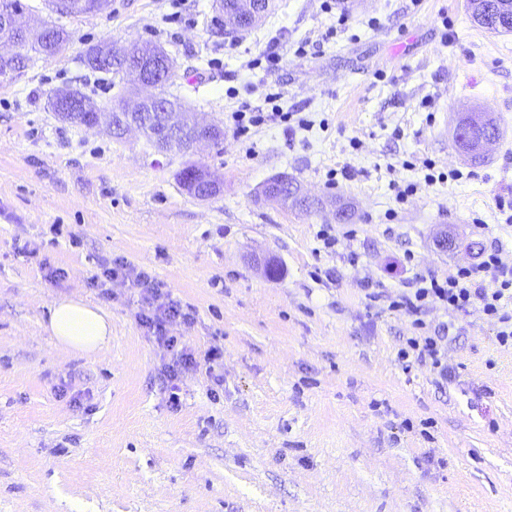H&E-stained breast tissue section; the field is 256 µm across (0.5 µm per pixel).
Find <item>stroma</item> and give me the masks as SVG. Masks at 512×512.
Instances as JSON below:
<instances>
[{
	"instance_id": "stroma-1",
	"label": "stroma",
	"mask_w": 512,
	"mask_h": 512,
	"mask_svg": "<svg viewBox=\"0 0 512 512\" xmlns=\"http://www.w3.org/2000/svg\"><path fill=\"white\" fill-rule=\"evenodd\" d=\"M22 2L72 38L0 88V512H512V347L480 312L434 307L425 320L449 324L456 374L438 389L397 360L410 318L367 297L453 273L495 238L512 261L496 206L512 199V33L473 23L466 0H339L335 12L275 0L234 34L213 0H185L175 23L168 0L71 17ZM273 38L281 67H250ZM101 41L163 46L177 65L166 95L223 127L222 143L162 155L138 134L59 121L54 89L105 112L127 96L120 77L78 61ZM269 93L309 127L234 133L229 113L270 111ZM475 108L501 127L480 164L453 138ZM429 162L462 176L426 183ZM191 163L220 174L222 192L183 191ZM342 169L350 178L329 184ZM277 175L318 206L261 198ZM324 224L335 251L316 238ZM443 232L454 239L444 252ZM262 255L278 277L256 266ZM117 259L188 306L193 324L173 322L172 335L199 356L223 349L218 395L189 371L170 406L162 354L137 320L140 290L91 285ZM63 296L111 315L106 351H66L44 331Z\"/></svg>"
}]
</instances>
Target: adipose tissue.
<instances>
[{
	"mask_svg": "<svg viewBox=\"0 0 512 512\" xmlns=\"http://www.w3.org/2000/svg\"><path fill=\"white\" fill-rule=\"evenodd\" d=\"M45 330L67 350L95 354L112 336V319L100 307L80 298L63 297L51 305Z\"/></svg>",
	"mask_w": 512,
	"mask_h": 512,
	"instance_id": "adipose-tissue-1",
	"label": "adipose tissue"
}]
</instances>
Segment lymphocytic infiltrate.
I'll return each instance as SVG.
<instances>
[{
    "label": "lymphocytic infiltrate",
    "instance_id": "1",
    "mask_svg": "<svg viewBox=\"0 0 512 512\" xmlns=\"http://www.w3.org/2000/svg\"><path fill=\"white\" fill-rule=\"evenodd\" d=\"M121 276L130 278L133 287L141 290L147 303L146 311L139 313L138 320L157 348L168 357L163 375L172 406H179L181 402L178 381L186 371L202 367L210 373L213 382H220L221 376L217 374L216 367L222 357L221 352L213 349L203 357H196L191 348L171 335L169 327L173 321L187 324L191 322L192 315L148 272H131L127 263L118 259L94 276L91 284L103 288ZM407 287V293L393 300L387 299L382 291L369 295L374 302L388 300L390 309L411 317L413 326L419 330L418 336L407 338L400 348L398 356L401 360L416 359L419 364L429 367L440 380L450 377L441 336L421 333L426 326L424 314L436 304L463 314L478 310L494 323L498 345L512 346V263L505 260L504 247L499 240L483 246L470 262L457 266L454 273L442 278L417 275L408 281Z\"/></svg>",
    "mask_w": 512,
    "mask_h": 512
}]
</instances>
